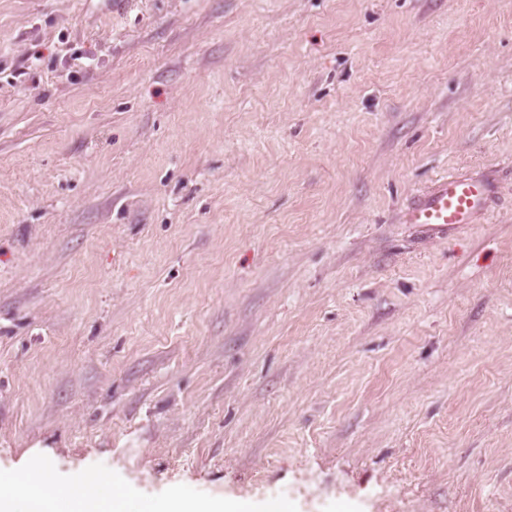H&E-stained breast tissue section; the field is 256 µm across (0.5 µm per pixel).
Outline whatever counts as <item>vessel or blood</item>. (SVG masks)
<instances>
[{
  "instance_id": "obj_1",
  "label": "vessel or blood",
  "mask_w": 512,
  "mask_h": 512,
  "mask_svg": "<svg viewBox=\"0 0 512 512\" xmlns=\"http://www.w3.org/2000/svg\"><path fill=\"white\" fill-rule=\"evenodd\" d=\"M502 192L500 171L446 172L411 198L402 221L417 225L431 238H441L485 220L499 206Z\"/></svg>"
}]
</instances>
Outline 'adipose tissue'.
Instances as JSON below:
<instances>
[{
    "label": "adipose tissue",
    "instance_id": "adipose-tissue-1",
    "mask_svg": "<svg viewBox=\"0 0 512 512\" xmlns=\"http://www.w3.org/2000/svg\"><path fill=\"white\" fill-rule=\"evenodd\" d=\"M23 512H155L153 501L116 486L107 474L92 472L64 484L45 463L0 471V507Z\"/></svg>",
    "mask_w": 512,
    "mask_h": 512
}]
</instances>
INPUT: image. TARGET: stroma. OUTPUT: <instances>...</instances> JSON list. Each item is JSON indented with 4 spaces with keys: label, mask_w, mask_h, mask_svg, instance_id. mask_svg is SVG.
Instances as JSON below:
<instances>
[{
    "label": "stroma",
    "mask_w": 512,
    "mask_h": 512,
    "mask_svg": "<svg viewBox=\"0 0 512 512\" xmlns=\"http://www.w3.org/2000/svg\"><path fill=\"white\" fill-rule=\"evenodd\" d=\"M112 2L0 0V470L512 512V0ZM503 180L499 170L440 174L411 198L402 223L434 239L480 224L499 206Z\"/></svg>",
    "instance_id": "stroma-1"
}]
</instances>
